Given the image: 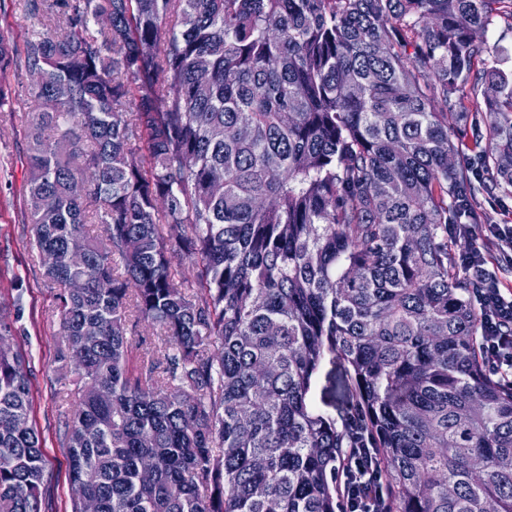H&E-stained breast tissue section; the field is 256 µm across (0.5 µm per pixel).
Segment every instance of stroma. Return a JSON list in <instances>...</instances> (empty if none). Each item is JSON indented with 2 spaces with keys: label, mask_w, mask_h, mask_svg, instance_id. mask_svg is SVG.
Instances as JSON below:
<instances>
[{
  "label": "stroma",
  "mask_w": 512,
  "mask_h": 512,
  "mask_svg": "<svg viewBox=\"0 0 512 512\" xmlns=\"http://www.w3.org/2000/svg\"><path fill=\"white\" fill-rule=\"evenodd\" d=\"M0 112V313L17 316L19 331L12 343L29 358L31 419L43 438L44 454L53 477L43 491L44 512H71L66 450L62 446L65 418L76 397L59 398L63 386L56 380L59 342L55 292L47 288L34 262L32 234L23 196L29 141L20 114ZM24 282L23 292L11 283Z\"/></svg>",
  "instance_id": "35a3bbf8"
}]
</instances>
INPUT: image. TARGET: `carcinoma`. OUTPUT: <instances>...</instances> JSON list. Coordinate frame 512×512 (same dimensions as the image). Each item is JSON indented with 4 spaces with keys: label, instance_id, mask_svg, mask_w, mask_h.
Returning a JSON list of instances; mask_svg holds the SVG:
<instances>
[{
    "label": "carcinoma",
    "instance_id": "cac0c4a2",
    "mask_svg": "<svg viewBox=\"0 0 512 512\" xmlns=\"http://www.w3.org/2000/svg\"><path fill=\"white\" fill-rule=\"evenodd\" d=\"M22 2L40 27L21 54L0 33V112L38 76L25 201L79 394L72 512H336L352 414L388 512H512V384L448 245L512 194L485 37L512 0ZM131 317L157 336L136 368ZM16 332L0 314V512H42ZM327 363L337 416L310 396Z\"/></svg>",
    "mask_w": 512,
    "mask_h": 512
}]
</instances>
